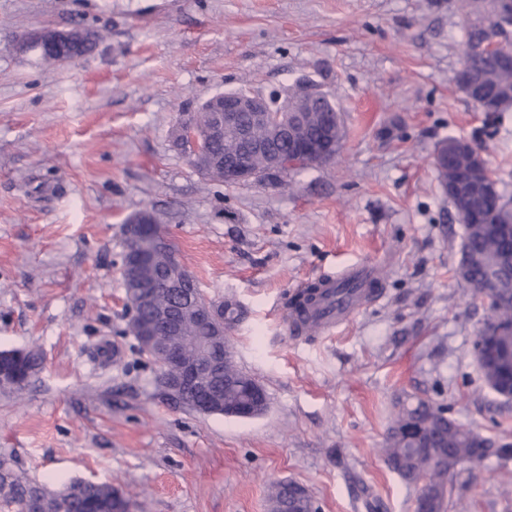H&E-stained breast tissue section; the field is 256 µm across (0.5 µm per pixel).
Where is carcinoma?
Masks as SVG:
<instances>
[{
  "label": "carcinoma",
  "mask_w": 512,
  "mask_h": 512,
  "mask_svg": "<svg viewBox=\"0 0 512 512\" xmlns=\"http://www.w3.org/2000/svg\"><path fill=\"white\" fill-rule=\"evenodd\" d=\"M499 0H469L468 17L472 18L466 29L464 47H472L483 41L484 31L476 24L497 15ZM96 34L83 29L71 44L73 54L85 56L96 47ZM469 67L455 75L456 84L468 77L477 79L472 97L493 112L512 108V65L504 64L485 54L468 57ZM471 164L464 156L455 165H436L440 184L448 188L458 183L462 169ZM471 213L464 224L462 254L468 256L469 266L465 274H457L465 282L480 284L493 278L500 285L501 295L485 313L483 331L493 335L483 337L485 357L483 377L495 390L512 381V234L504 236L492 229L495 224H512V209L506 208L500 198L484 195L469 200ZM160 300L181 309L185 325L180 336L167 337L171 346L185 358L196 356L195 340L209 335L208 327L192 318L194 304L204 298L199 287L186 290L182 295H172L168 289H158ZM16 359L6 365L16 366L20 373L19 383L10 388L19 392L26 388L30 379L40 372L42 353L35 349H17ZM229 386L224 389V401L234 404L245 395L247 386L255 380L232 365L224 373ZM450 406L432 399L419 398L400 405L397 417L389 428L383 448L388 468L417 493L431 499V512H446V499L452 495V479L461 460L478 456L483 460L492 457H512L511 444H496L455 419H444L442 414ZM431 472V481L417 485L416 478L425 471ZM290 492L275 486L271 494L272 512H283L289 505ZM125 495L110 484L73 481L60 491L34 482L17 470L11 460L0 459V512H23L24 505L33 501L38 512H114V503ZM295 509L299 505L291 506Z\"/></svg>",
  "instance_id": "carcinoma-1"
}]
</instances>
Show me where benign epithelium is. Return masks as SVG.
I'll return each instance as SVG.
<instances>
[{
    "label": "benign epithelium",
    "instance_id": "obj_1",
    "mask_svg": "<svg viewBox=\"0 0 512 512\" xmlns=\"http://www.w3.org/2000/svg\"><path fill=\"white\" fill-rule=\"evenodd\" d=\"M486 32L481 45L483 51L503 49L512 41V28L497 22L484 24ZM70 32L45 26L26 32L18 39L15 49L20 52H37L46 60L64 64L71 61L67 55ZM307 99H321L314 85H302L295 90L291 103L275 110L264 96L252 93L226 95L222 99H209L199 108L200 112L212 113V121L205 125L195 118L182 119L175 129V146L182 151L190 163L208 174L219 167L224 170V184L241 185L257 181L265 173L282 172L294 165L315 167L332 160L339 149L336 140V119L341 117L338 110L324 112V127L320 136L310 137L295 133L305 118L298 102ZM228 129L236 131L234 143L235 159L224 164V159L211 152V144L224 137ZM270 130L287 133L288 153H273L259 138L260 132ZM457 144L464 147L474 157V170L482 178L480 185H489L497 190L496 180L488 162L478 146L466 139ZM158 219L153 210L145 208L131 215L123 225L124 254L120 268L121 278L129 288L127 305L130 311L128 332L140 337L142 347L151 351V359L167 374L168 393L182 400L188 392H196L199 398L194 409L210 413L215 409L224 410V416L249 419L257 415L253 398L265 399L264 390L257 386L253 397L234 405H225L224 393L214 388V384L224 377V363L232 359L227 335L231 324L227 317L229 310L224 306L207 301L198 305L194 317L206 323L213 339H198L196 345L201 361H187L178 351L166 346L156 331L163 325L172 332L177 325L170 321L167 309L156 300L155 280L143 275L147 253L142 250V240L150 239L151 245L164 250L169 255L167 288H189L193 286V276L176 253L167 234L157 229ZM476 303L490 306L495 299L494 290L488 285L471 284ZM149 309L153 316L147 320L140 317L141 309Z\"/></svg>",
    "mask_w": 512,
    "mask_h": 512
}]
</instances>
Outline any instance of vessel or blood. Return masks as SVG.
Here are the masks:
<instances>
[{
    "label": "vessel or blood",
    "mask_w": 512,
    "mask_h": 512,
    "mask_svg": "<svg viewBox=\"0 0 512 512\" xmlns=\"http://www.w3.org/2000/svg\"><path fill=\"white\" fill-rule=\"evenodd\" d=\"M378 272L373 263L355 264L319 279L320 299L308 309L297 298L305 291L297 286L295 298L288 307L278 311V319L286 326L293 340H306L312 332H331L347 322L370 299L378 297Z\"/></svg>",
    "instance_id": "b4317fda"
}]
</instances>
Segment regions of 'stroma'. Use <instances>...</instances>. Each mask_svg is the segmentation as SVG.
Instances as JSON below:
<instances>
[{
  "label": "stroma",
  "mask_w": 512,
  "mask_h": 512,
  "mask_svg": "<svg viewBox=\"0 0 512 512\" xmlns=\"http://www.w3.org/2000/svg\"><path fill=\"white\" fill-rule=\"evenodd\" d=\"M95 31L66 65L13 45L42 26ZM461 0H0V351L41 371L0 391V458L62 489L109 483L134 512H271L274 484L321 512H413L382 450L399 400L444 402L512 438V411L471 354L484 309L455 276L464 226L434 165L478 143L512 202V109L483 112L453 80ZM308 80L341 113L335 158L227 186L173 143L214 95ZM155 208L203 294L243 312L232 360L264 390L253 419L204 414L158 385L127 330L122 225ZM378 263L380 298L297 342L276 318L300 282ZM454 507L512 512V459L455 480ZM19 354L17 359H11L6 362V365H14L16 366L20 373L21 379L18 385L11 387L8 390L10 392H19L26 388L30 379L35 376L38 372H40L43 365V356L42 353L35 349H17L11 351H3V353H11Z\"/></svg>",
  "instance_id": "35a3bbf8"
}]
</instances>
